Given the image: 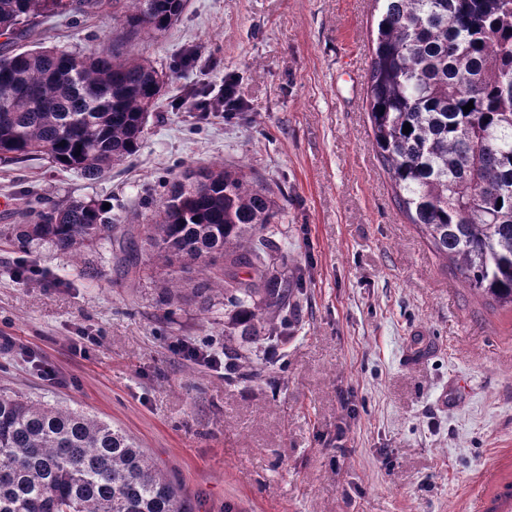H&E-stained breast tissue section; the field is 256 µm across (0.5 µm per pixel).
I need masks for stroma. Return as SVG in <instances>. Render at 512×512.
I'll return each instance as SVG.
<instances>
[{
  "instance_id": "35a3bbf8",
  "label": "stroma",
  "mask_w": 512,
  "mask_h": 512,
  "mask_svg": "<svg viewBox=\"0 0 512 512\" xmlns=\"http://www.w3.org/2000/svg\"><path fill=\"white\" fill-rule=\"evenodd\" d=\"M378 0H187L135 51L166 75L139 152L95 180L43 156L0 164V225L26 199L108 205L135 243L183 166L250 167L280 207L273 236L303 274L279 387L236 384L171 351L224 349V299L123 273L117 244L80 264L0 237V388L78 409L135 440L193 512H467L478 476L512 449V309L446 269L394 201L373 147L367 78ZM123 10L43 18L42 41L90 51ZM198 62L181 69L187 51ZM235 76L244 111L200 115ZM52 365L46 381L40 363Z\"/></svg>"
}]
</instances>
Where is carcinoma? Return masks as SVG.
Listing matches in <instances>:
<instances>
[{
  "label": "carcinoma",
  "instance_id": "1",
  "mask_svg": "<svg viewBox=\"0 0 512 512\" xmlns=\"http://www.w3.org/2000/svg\"><path fill=\"white\" fill-rule=\"evenodd\" d=\"M127 2L123 37L110 46L0 52L1 164L42 154L93 180L139 150L164 76L132 46L172 26L186 0ZM382 2L367 104L395 201L469 288L512 307V0ZM102 4L0 0V36L26 34L43 14ZM200 175L203 187L193 184ZM279 211L245 165H186L146 228L171 286L199 269L196 292L224 293V335L256 345L287 334L302 286L301 273L271 268L275 244L264 231ZM23 216L25 224L0 226L20 250L36 242L75 255L116 229L132 235L83 200L29 205ZM224 360L230 382L265 373L229 340ZM0 512L191 510L166 471L108 423L0 388Z\"/></svg>",
  "mask_w": 512,
  "mask_h": 512
}]
</instances>
